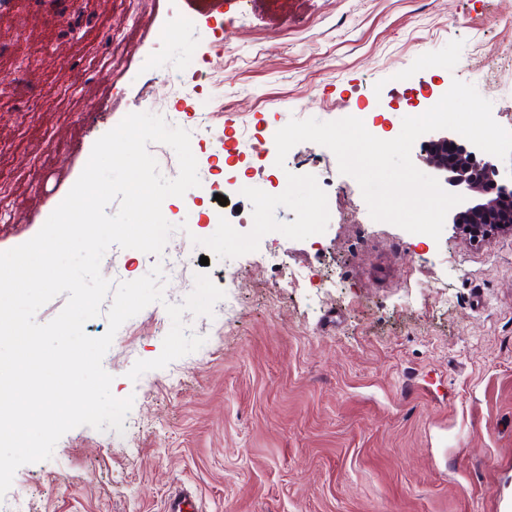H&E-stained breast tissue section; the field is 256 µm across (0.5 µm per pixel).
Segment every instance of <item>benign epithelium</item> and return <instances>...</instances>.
Wrapping results in <instances>:
<instances>
[{"label":"benign epithelium","instance_id":"benign-epithelium-1","mask_svg":"<svg viewBox=\"0 0 512 512\" xmlns=\"http://www.w3.org/2000/svg\"><path fill=\"white\" fill-rule=\"evenodd\" d=\"M446 185V191L464 197L448 212V221L472 241L512 232V193L497 185L498 169L479 156L478 148L446 134L429 140L420 155Z\"/></svg>","mask_w":512,"mask_h":512}]
</instances>
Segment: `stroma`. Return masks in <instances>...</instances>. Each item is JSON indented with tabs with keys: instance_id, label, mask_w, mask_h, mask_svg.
Returning a JSON list of instances; mask_svg holds the SVG:
<instances>
[{
	"instance_id": "stroma-1",
	"label": "stroma",
	"mask_w": 512,
	"mask_h": 512,
	"mask_svg": "<svg viewBox=\"0 0 512 512\" xmlns=\"http://www.w3.org/2000/svg\"><path fill=\"white\" fill-rule=\"evenodd\" d=\"M188 11L187 0H84L77 15L59 0L34 12L15 0L0 11V251L40 231L103 131L176 106L180 127L196 132L197 94L236 107L212 119L224 144L191 142L204 213L177 197L162 204L168 222L189 226L167 251L191 252L166 303H182L195 274L221 287L238 266L201 265L204 248L190 244L216 231L218 215L250 230L240 189L223 205L212 192L223 147L242 165L229 180L272 195L287 187L282 172L315 176L327 229L261 239L273 258L244 272L222 331L184 313L190 332L217 336L208 356L130 380L137 360L159 356L155 326L170 318L151 305L126 321L103 359L113 395L134 399L126 433L68 431L51 459L16 471L12 491L26 493L29 512H164L181 488L197 512H512V233L473 242L448 224L436 240L374 221L328 148L299 143L280 168L274 148L255 155L240 140L294 118L358 115L390 140L453 80L472 84L488 69L501 88L493 117L512 131V0H222L178 26ZM106 24L111 56L75 80L71 64L91 55ZM218 44L224 71L212 84L205 61ZM20 73L36 111L21 109ZM147 80L157 93L145 100ZM94 109L107 120L91 131L80 116ZM151 267L145 253L120 249L101 272L117 283ZM289 271L301 279L280 287Z\"/></svg>"
}]
</instances>
